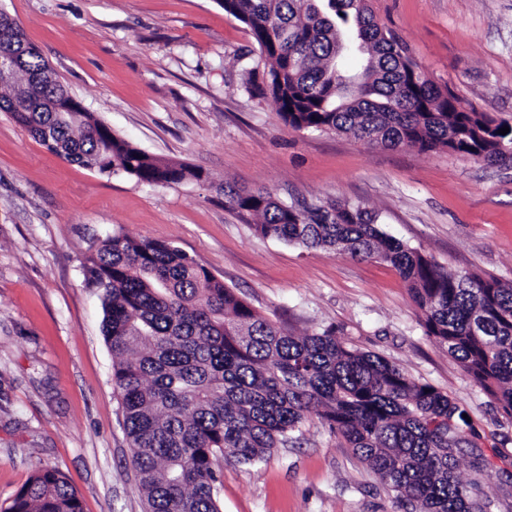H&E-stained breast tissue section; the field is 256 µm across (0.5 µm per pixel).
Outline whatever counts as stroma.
Here are the masks:
<instances>
[{"instance_id": "35a3bbf8", "label": "stroma", "mask_w": 512, "mask_h": 512, "mask_svg": "<svg viewBox=\"0 0 512 512\" xmlns=\"http://www.w3.org/2000/svg\"><path fill=\"white\" fill-rule=\"evenodd\" d=\"M463 105L512 124V0H368ZM58 79L112 131L205 181L107 177L48 151L0 112V512L56 467L83 512H143L103 307L86 258L115 231L172 242L296 335L335 329L448 394L487 440L461 479L512 512V417L425 335L390 266L254 233L224 184L375 210L382 230L458 273L512 283V164L294 131L248 92L266 61L218 0H0ZM221 512H397L318 418L254 465L218 463Z\"/></svg>"}]
</instances>
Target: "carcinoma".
<instances>
[{"label":"carcinoma","mask_w":512,"mask_h":512,"mask_svg":"<svg viewBox=\"0 0 512 512\" xmlns=\"http://www.w3.org/2000/svg\"><path fill=\"white\" fill-rule=\"evenodd\" d=\"M246 25L268 70L249 92L271 98L296 131L334 132L422 153L448 151L496 164L512 153V125L471 111L440 88L407 46L374 20L367 0H219ZM0 112L70 163L146 184L205 181L208 174L152 156L107 130L48 78L18 23L0 12ZM353 54L360 66L347 69ZM225 205L254 232L306 248L374 260L406 283L425 335L512 417V284L460 275L385 234L360 204L285 202L224 185ZM104 309L117 362L113 385L146 512H220L219 459L254 464L296 439L317 416L352 449L403 512H494L496 501L457 474L479 433L448 395L336 333L295 336L171 242L121 231L84 267ZM3 512H82L58 469L37 471Z\"/></svg>","instance_id":"cac0c4a2"}]
</instances>
